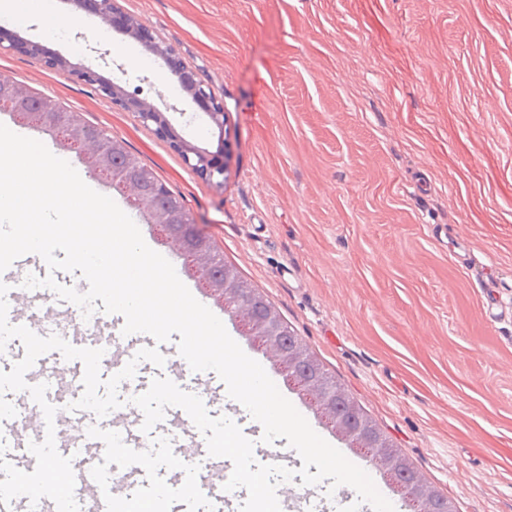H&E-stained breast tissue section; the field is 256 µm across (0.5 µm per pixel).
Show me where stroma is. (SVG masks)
<instances>
[{"label":"stroma","mask_w":512,"mask_h":512,"mask_svg":"<svg viewBox=\"0 0 512 512\" xmlns=\"http://www.w3.org/2000/svg\"><path fill=\"white\" fill-rule=\"evenodd\" d=\"M21 2L23 19L0 14V76L151 168L457 512H512V321L486 319L453 253L465 244L512 283V0H116L214 92L220 127L154 45L88 38L97 19L76 0ZM87 66L223 151V184L82 79Z\"/></svg>","instance_id":"1"}]
</instances>
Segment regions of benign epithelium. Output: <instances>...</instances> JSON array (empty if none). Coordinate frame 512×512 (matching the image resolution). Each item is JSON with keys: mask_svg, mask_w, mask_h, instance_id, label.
<instances>
[{"mask_svg": "<svg viewBox=\"0 0 512 512\" xmlns=\"http://www.w3.org/2000/svg\"><path fill=\"white\" fill-rule=\"evenodd\" d=\"M87 3L88 11L99 16L105 23L122 17L128 33L140 40L146 38L144 30L134 26L129 18L116 11L114 0H87ZM156 53L164 59L171 75L176 77L191 98L205 104V115L211 122L219 128L224 127V106L217 102L210 90L198 82L176 52L168 47H159ZM101 90L112 102L137 113L142 122L154 123L156 131L173 144L185 164L193 171L209 181L224 176L225 163L221 152L212 153L188 143L164 113L143 100L125 94L121 86L104 83ZM31 98L32 93L20 85L7 78L0 79V111L18 114L36 126L42 125V122L35 120V117L45 112L57 113L58 121L51 131L59 143L87 159L93 176L110 183L118 182L126 188L129 205L151 217L161 237L184 257L185 269L197 275L204 293L236 317L244 334L265 351L288 383L308 400L322 421L374 461L409 505L417 508L428 502L432 498L429 485L416 476L409 481L402 480L404 464L386 451L387 444L383 438L370 430L355 408L340 409L345 395L336 383L323 378L317 370L311 368L314 355L297 339L284 343V321L277 309L267 304L263 313H257L256 306L262 300L232 269L226 271L220 280L211 277L213 253L210 240L199 230L185 209L168 197L166 186L160 180L150 177L133 157L129 158L122 170H116L113 156L123 150L120 142L106 137L94 127L86 128L81 136H74L69 112L61 109L48 96L42 97L38 109L33 110L28 106Z\"/></svg>", "mask_w": 512, "mask_h": 512, "instance_id": "1", "label": "benign epithelium"}]
</instances>
